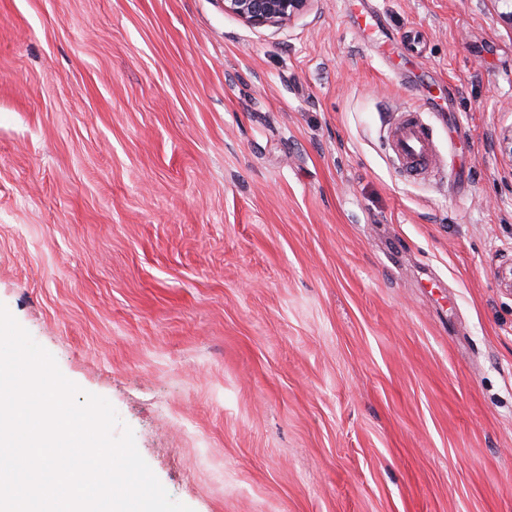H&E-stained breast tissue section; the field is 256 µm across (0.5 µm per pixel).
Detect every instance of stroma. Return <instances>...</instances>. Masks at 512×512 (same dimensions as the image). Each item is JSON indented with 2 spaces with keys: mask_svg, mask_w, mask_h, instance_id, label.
<instances>
[{
  "mask_svg": "<svg viewBox=\"0 0 512 512\" xmlns=\"http://www.w3.org/2000/svg\"><path fill=\"white\" fill-rule=\"evenodd\" d=\"M504 10L0 0V306L192 512H512ZM311 0H224V11L252 27H275L299 16ZM392 150L412 177H420L431 164V135L419 113L404 112L398 123Z\"/></svg>",
  "mask_w": 512,
  "mask_h": 512,
  "instance_id": "obj_1",
  "label": "stroma"
}]
</instances>
